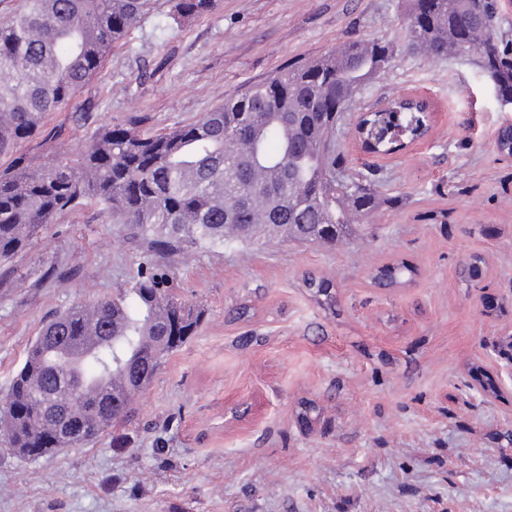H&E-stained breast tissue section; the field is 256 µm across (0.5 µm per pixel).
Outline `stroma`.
<instances>
[{
	"instance_id": "1",
	"label": "stroma",
	"mask_w": 512,
	"mask_h": 512,
	"mask_svg": "<svg viewBox=\"0 0 512 512\" xmlns=\"http://www.w3.org/2000/svg\"><path fill=\"white\" fill-rule=\"evenodd\" d=\"M410 0H216L174 21L156 0L72 104L16 153L35 168L78 160L96 130L154 134L198 120L288 65L351 39L393 50L346 119L380 97L422 95L425 139L374 157L346 131V173L384 203L331 246L274 241L158 260L203 312L128 423L92 443L22 461L0 439V512H512V391L485 396L512 336V127L475 55L408 48ZM149 247L87 205L58 216L0 278V397L45 322L130 287ZM481 257L478 278L463 265ZM407 262L399 288L373 280ZM329 279L322 306L307 275ZM316 407L301 424L303 404Z\"/></svg>"
}]
</instances>
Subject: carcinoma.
<instances>
[{
  "mask_svg": "<svg viewBox=\"0 0 512 512\" xmlns=\"http://www.w3.org/2000/svg\"><path fill=\"white\" fill-rule=\"evenodd\" d=\"M173 19L211 12L215 0H171ZM153 0H24L23 8L0 23V157L11 156L32 138L48 112L69 106L97 76L112 45L150 10ZM406 26L411 46L441 58L463 53L461 30L475 40L481 28L498 30L499 15H480L474 0H412ZM340 62L329 54L299 62L227 99L201 119L169 132L146 136L132 127L99 129L74 166L59 157L32 169L22 159L0 171V264L30 245L58 215L83 201L125 224L133 239L152 247L131 287L111 299L75 304L45 324L0 403V425L13 454L31 461L63 447L50 440L45 393L79 417L90 441L130 416L131 403L113 393L112 406L90 402L87 391L109 376L134 372L150 382L161 360L196 335L202 320L169 292L154 271L157 257L213 246H262L272 238L256 222L254 203H267L265 223L288 225L286 241L334 244L357 216L381 204L362 179L336 177V122L356 89L389 62L388 44L353 40ZM480 68L512 88V39L495 36L476 52ZM418 109L372 112L362 130L372 152H397L401 141L423 134ZM406 263L387 265L374 279L385 288L411 281ZM307 288L333 305L332 284L309 277ZM95 309L97 320L84 314ZM119 320L112 336L92 351L83 345L91 326ZM67 337L61 350L50 336Z\"/></svg>",
  "mask_w": 512,
  "mask_h": 512,
  "instance_id": "cac0c4a2",
  "label": "carcinoma"
}]
</instances>
